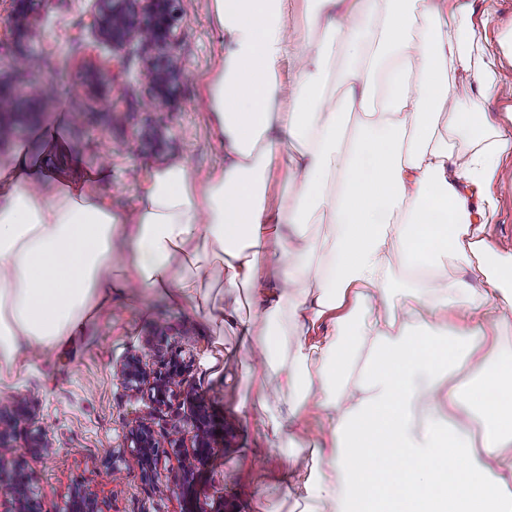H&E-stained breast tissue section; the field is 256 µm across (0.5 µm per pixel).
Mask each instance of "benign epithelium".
<instances>
[{
	"label": "benign epithelium",
	"mask_w": 512,
	"mask_h": 512,
	"mask_svg": "<svg viewBox=\"0 0 512 512\" xmlns=\"http://www.w3.org/2000/svg\"><path fill=\"white\" fill-rule=\"evenodd\" d=\"M13 11L0 17V27L12 31L17 37L30 36L39 30V17L51 0H13ZM182 17L181 0H94V9L90 25L98 39L120 51L128 44L136 42L149 53L147 76L150 96L157 111H171V104L178 98L183 74L181 58L177 52L178 36L176 31ZM43 94L41 90L25 91L11 84L9 76L0 73V100L17 98H35ZM166 118L153 115L149 132L142 134L141 140L152 138L153 147L163 144ZM186 372L182 361L171 360L164 376L150 381V371L146 356H129L119 370L123 382L128 388L140 389L151 384L153 390L154 411L169 406L171 398L179 396L176 382ZM185 398L194 403L190 416L193 432L191 449H185L183 439L169 437L167 447L178 463L181 479L191 482L197 468L203 466L215 444V428L206 407L198 396L191 391ZM36 416L32 401L15 399L0 410V453L12 452L14 448L3 445V440L15 433L21 423L32 421ZM130 440L133 447L140 449L145 470L154 468L153 458L156 449L162 447L152 428V415L142 417L131 429ZM26 453L38 457L48 452V443L40 428L29 430L24 439ZM0 507L3 512H40L29 488V477L21 469L6 474L0 469ZM67 512H101L94 493L85 489L73 491Z\"/></svg>",
	"instance_id": "1"
}]
</instances>
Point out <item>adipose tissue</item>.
I'll return each mask as SVG.
<instances>
[{"label": "adipose tissue", "instance_id": "1", "mask_svg": "<svg viewBox=\"0 0 512 512\" xmlns=\"http://www.w3.org/2000/svg\"><path fill=\"white\" fill-rule=\"evenodd\" d=\"M289 5L211 0L224 53L204 93L224 161L205 178L151 169L120 213L101 172L64 176L15 146L0 166V377L36 351L79 353L103 307L149 291L202 316L216 371L225 333L240 337L257 371L237 410L261 409L269 447L321 423L310 465L280 478L289 512H512V355L497 351L512 253L485 239L512 133L481 99L512 79L476 36L490 15L474 0H304L292 31ZM458 74L478 98L449 92Z\"/></svg>", "mask_w": 512, "mask_h": 512}]
</instances>
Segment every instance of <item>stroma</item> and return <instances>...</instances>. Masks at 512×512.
Masks as SVG:
<instances>
[{"label": "stroma", "instance_id": "obj_1", "mask_svg": "<svg viewBox=\"0 0 512 512\" xmlns=\"http://www.w3.org/2000/svg\"><path fill=\"white\" fill-rule=\"evenodd\" d=\"M92 6V0H54L42 16L40 36L0 50V70L20 67L26 82L54 86L51 97L23 106L0 147V160L10 157L20 141L42 153L38 130L66 113L71 155L52 159V167L69 168L76 158L83 166L108 169L110 179L101 190L114 211L128 212L147 170L184 162L202 178L222 162L224 149L213 136L201 85L223 47L210 0H182L179 50L185 81L172 106L165 151L157 155L139 140L152 115L145 52L130 44L121 52V67L111 68V47L80 24ZM474 7L490 14L481 35L496 64L512 69V0H475ZM489 191L498 208L488 243L512 252V236L498 231L512 225V182H494ZM162 329L167 332L163 356L190 360L184 389L200 394L224 427L223 439L185 485L177 482L172 458H160L156 478L143 473L129 432L141 415L153 412L151 393L127 388L118 374L125 359L146 351L148 339ZM207 352L206 331L193 310L151 296L143 304L106 308L89 329L79 357L39 354L16 377L0 381V400L16 395L34 399L37 424L54 448L50 457L38 458L25 454L22 439L13 441L42 512H64L76 486L93 490L103 512H195L199 507L205 512H285L278 478L301 465L308 451L267 447L258 418L243 420L235 410L239 398L253 397L254 383L241 379L234 362L226 367L237 377L234 385L213 378ZM158 481L173 484V491L155 492Z\"/></svg>", "mask_w": 512, "mask_h": 512}]
</instances>
